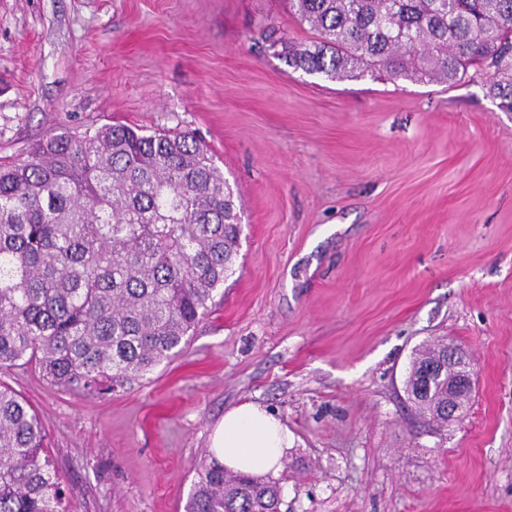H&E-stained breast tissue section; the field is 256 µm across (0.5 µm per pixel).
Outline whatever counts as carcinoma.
Returning a JSON list of instances; mask_svg holds the SVG:
<instances>
[{
  "mask_svg": "<svg viewBox=\"0 0 512 512\" xmlns=\"http://www.w3.org/2000/svg\"><path fill=\"white\" fill-rule=\"evenodd\" d=\"M313 39L272 29L288 66L329 80L385 72L454 83L490 73L512 112V0H289ZM241 234L232 188L188 132L104 125L58 130L0 161V370L35 363L50 383L108 394L179 356L234 273ZM445 343L413 353L405 389L438 411L459 371ZM38 415L0 384V512H64ZM279 483L202 467L186 512H280Z\"/></svg>",
  "mask_w": 512,
  "mask_h": 512,
  "instance_id": "cac0c4a2",
  "label": "carcinoma"
}]
</instances>
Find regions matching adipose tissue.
Returning a JSON list of instances; mask_svg holds the SVG:
<instances>
[{
    "mask_svg": "<svg viewBox=\"0 0 512 512\" xmlns=\"http://www.w3.org/2000/svg\"><path fill=\"white\" fill-rule=\"evenodd\" d=\"M293 445L294 436L280 419L247 401L225 413L212 451L225 468L261 476L276 472Z\"/></svg>",
    "mask_w": 512,
    "mask_h": 512,
    "instance_id": "ef3b65f1",
    "label": "adipose tissue"
}]
</instances>
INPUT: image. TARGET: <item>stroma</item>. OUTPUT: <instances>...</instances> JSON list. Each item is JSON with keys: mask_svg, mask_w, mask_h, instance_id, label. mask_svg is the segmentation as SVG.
Masks as SVG:
<instances>
[{"mask_svg": "<svg viewBox=\"0 0 512 512\" xmlns=\"http://www.w3.org/2000/svg\"><path fill=\"white\" fill-rule=\"evenodd\" d=\"M288 0H0V159L54 129L188 132L233 186L235 272L184 353L105 395L0 373L39 415L66 512H184L227 410L293 433L280 512H512V112L452 85L330 81L268 29ZM463 347L475 389L437 425L414 351Z\"/></svg>", "mask_w": 512, "mask_h": 512, "instance_id": "stroma-1", "label": "stroma"}]
</instances>
